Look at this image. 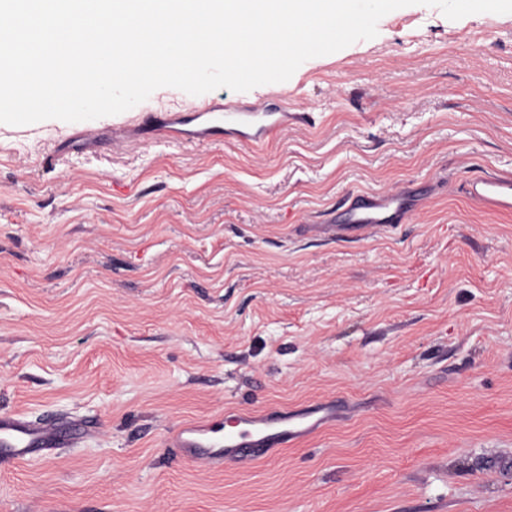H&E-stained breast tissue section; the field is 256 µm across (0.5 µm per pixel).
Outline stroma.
<instances>
[{"instance_id":"35a3bbf8","label":"stroma","mask_w":512,"mask_h":512,"mask_svg":"<svg viewBox=\"0 0 512 512\" xmlns=\"http://www.w3.org/2000/svg\"><path fill=\"white\" fill-rule=\"evenodd\" d=\"M287 105L261 151L131 131L162 87L77 122L0 123V412L92 424L0 470V512H512V14L412 5L224 101ZM54 154V163L45 155ZM407 191L397 232L323 229ZM335 403L246 468L188 462L180 423ZM468 195L495 210H512V176L476 173L467 182Z\"/></svg>"}]
</instances>
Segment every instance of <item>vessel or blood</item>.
Listing matches in <instances>:
<instances>
[{
    "label": "vessel or blood",
    "instance_id": "obj_1",
    "mask_svg": "<svg viewBox=\"0 0 512 512\" xmlns=\"http://www.w3.org/2000/svg\"><path fill=\"white\" fill-rule=\"evenodd\" d=\"M284 111L270 112L254 105L227 109L215 101L191 104L176 111L149 112L145 119L153 132H167L178 139L208 142L234 139L252 147H263L270 134L284 124ZM468 195L495 210H512V176L474 174L467 182ZM412 210L402 193L352 198L341 223L333 224L336 240L361 239L403 224ZM301 414L237 411L221 420L181 425L170 445L186 460L207 463H243L258 460L308 433ZM90 433L80 423L53 419L29 420L10 413L0 414V466L9 467L40 453L81 443Z\"/></svg>",
    "mask_w": 512,
    "mask_h": 512
}]
</instances>
